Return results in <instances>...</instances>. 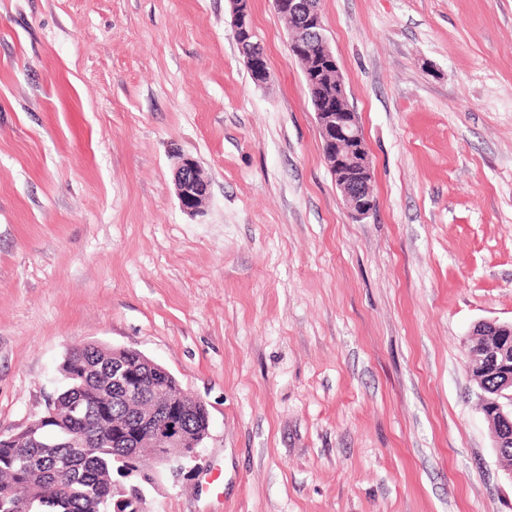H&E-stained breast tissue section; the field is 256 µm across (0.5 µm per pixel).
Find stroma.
Listing matches in <instances>:
<instances>
[{
	"instance_id": "1",
	"label": "stroma",
	"mask_w": 512,
	"mask_h": 512,
	"mask_svg": "<svg viewBox=\"0 0 512 512\" xmlns=\"http://www.w3.org/2000/svg\"><path fill=\"white\" fill-rule=\"evenodd\" d=\"M251 9L262 87L229 0H0V431L101 342L210 413L150 512H512L463 352L512 320V0H321L361 221L284 20ZM232 26L238 48L243 52V59L253 82L257 86L266 85L271 79L266 53L260 41L252 42L257 37L250 0H231ZM260 44V48H257ZM317 0H276L274 8L288 14L300 15L304 41L289 42L294 55H303L306 45H317L319 67L305 71L309 59L297 57L303 69L304 78L310 89L317 90L324 69L336 67V79L340 89L336 96L335 76L323 81L321 90L330 99L337 97L336 112L328 110L324 102L316 99V123L322 141L325 163L334 177L336 189L346 204L349 214L355 220H362L373 214L376 202L373 194V170L369 149L357 112L347 101L345 84L340 68L325 34L321 10ZM309 89V90H310ZM311 99L314 92L310 90ZM174 185L182 209L189 213L199 212L208 196V182L194 159L177 157Z\"/></svg>"
}]
</instances>
